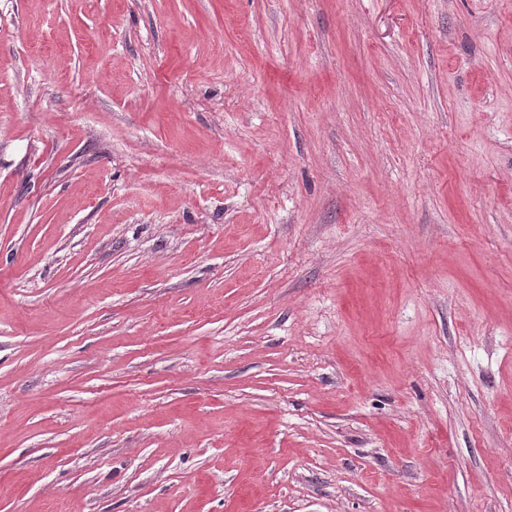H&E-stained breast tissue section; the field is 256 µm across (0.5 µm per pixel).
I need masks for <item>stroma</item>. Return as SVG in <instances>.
<instances>
[{
  "label": "stroma",
  "instance_id": "1",
  "mask_svg": "<svg viewBox=\"0 0 512 512\" xmlns=\"http://www.w3.org/2000/svg\"><path fill=\"white\" fill-rule=\"evenodd\" d=\"M0 512H512V0H0Z\"/></svg>",
  "mask_w": 512,
  "mask_h": 512
}]
</instances>
